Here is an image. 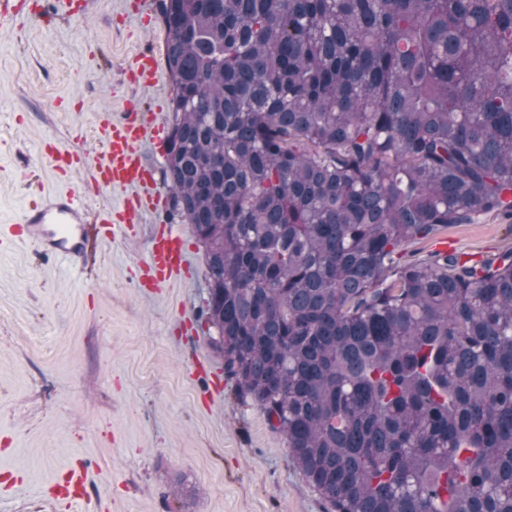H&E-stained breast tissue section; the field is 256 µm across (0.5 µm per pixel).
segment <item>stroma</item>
Returning a JSON list of instances; mask_svg holds the SVG:
<instances>
[{
    "instance_id": "obj_1",
    "label": "stroma",
    "mask_w": 512,
    "mask_h": 512,
    "mask_svg": "<svg viewBox=\"0 0 512 512\" xmlns=\"http://www.w3.org/2000/svg\"><path fill=\"white\" fill-rule=\"evenodd\" d=\"M27 0L31 20L0 31V225L41 196L74 189L96 215L120 206L92 166L59 177L42 143L96 157L104 113L159 111L172 127L173 81L140 87L134 56L163 58L159 0ZM179 230L189 270L161 287L140 267L163 226ZM454 250L490 259L512 250V225L489 215L411 245L415 257ZM205 257L189 224L165 206L135 234L93 235L84 267L48 258L36 239L0 250V512H327L284 437L239 396L199 310ZM87 474L84 499L60 496L68 470ZM199 487L179 499L175 484Z\"/></svg>"
}]
</instances>
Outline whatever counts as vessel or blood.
Here are the masks:
<instances>
[{"label": "vessel or blood", "mask_w": 512, "mask_h": 512, "mask_svg": "<svg viewBox=\"0 0 512 512\" xmlns=\"http://www.w3.org/2000/svg\"><path fill=\"white\" fill-rule=\"evenodd\" d=\"M25 23L26 18L15 0H0V29H18ZM134 64L136 83L143 86L156 84L158 65L152 54H137ZM163 128L164 123L156 112L146 116L132 112L119 121L107 115L101 121L103 150L94 166L97 185L136 190L135 195L127 198L114 213L103 215V223L111 225L113 232L124 236L132 234L146 212L164 203L141 152L144 138ZM47 154L56 172L62 176L86 163L83 155L52 147L48 148ZM7 235L38 239L45 245L48 255L68 265H78L89 240L80 192L50 196L40 209L24 212L18 222L0 229V236ZM186 266L187 254L182 248L179 233L170 230L153 237L144 265L153 285L158 286L180 276Z\"/></svg>", "instance_id": "vessel-or-blood-1"}]
</instances>
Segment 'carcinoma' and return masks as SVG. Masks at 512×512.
Masks as SVG:
<instances>
[{
  "instance_id": "carcinoma-1",
  "label": "carcinoma",
  "mask_w": 512,
  "mask_h": 512,
  "mask_svg": "<svg viewBox=\"0 0 512 512\" xmlns=\"http://www.w3.org/2000/svg\"><path fill=\"white\" fill-rule=\"evenodd\" d=\"M225 374L328 512H512V0H160ZM509 221L488 215L479 224H461L448 227L434 238L411 245L407 252L413 258H424L432 251L455 250L474 259H490L512 250V231Z\"/></svg>"
}]
</instances>
